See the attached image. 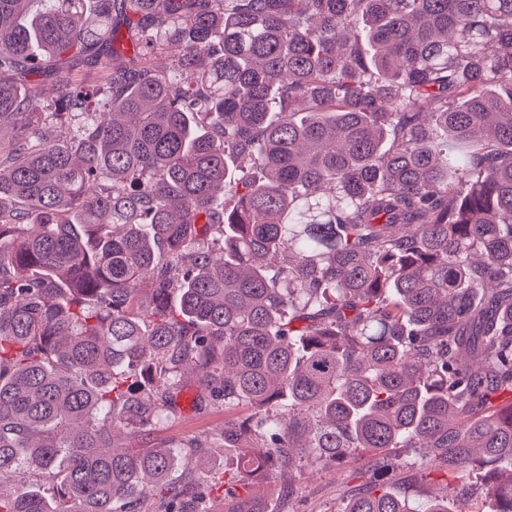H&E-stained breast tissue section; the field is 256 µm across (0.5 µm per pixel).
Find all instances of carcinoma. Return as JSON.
<instances>
[{
	"label": "carcinoma",
	"instance_id": "1",
	"mask_svg": "<svg viewBox=\"0 0 512 512\" xmlns=\"http://www.w3.org/2000/svg\"><path fill=\"white\" fill-rule=\"evenodd\" d=\"M31 2L0 0V512H266L181 486L204 439L117 443L190 382L290 504L363 453L338 512H512V0ZM391 448L497 476L419 510Z\"/></svg>",
	"mask_w": 512,
	"mask_h": 512
}]
</instances>
